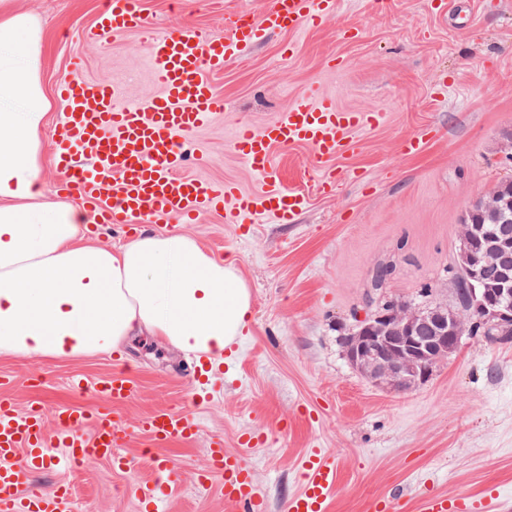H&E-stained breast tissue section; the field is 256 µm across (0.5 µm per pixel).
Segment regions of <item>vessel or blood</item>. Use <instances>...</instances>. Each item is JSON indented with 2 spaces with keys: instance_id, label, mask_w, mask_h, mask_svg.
I'll return each mask as SVG.
<instances>
[{
  "instance_id": "vessel-or-blood-1",
  "label": "vessel or blood",
  "mask_w": 512,
  "mask_h": 512,
  "mask_svg": "<svg viewBox=\"0 0 512 512\" xmlns=\"http://www.w3.org/2000/svg\"><path fill=\"white\" fill-rule=\"evenodd\" d=\"M337 8V0H270L262 9L243 7L229 14L223 35L209 36L190 23L172 33L158 31L144 0H112L111 11L98 17L86 39L103 42L129 31L139 33L148 45L159 91L145 100L124 103L113 84L66 81L60 85L63 117L52 145L62 172L58 193L81 198L98 223L130 233L139 224L172 216L191 224L203 212L216 214L228 224H253L262 218L294 223L308 197L288 187L275 150L296 144L310 147V169L319 188H328L335 181V160L355 149L353 131L376 125L378 114L345 112L333 100L302 94L263 129L240 123L231 147L260 180L259 190L252 193L229 182L186 175L183 141L224 111L225 101L211 75L223 68L225 60L244 54L269 33L321 26ZM13 385V380L0 377V512H73L71 485L26 495L21 491L23 482L59 462L69 467L99 460L120 462V450L132 434L119 428L116 415L103 409L59 407L50 413L38 401L18 409L2 395ZM92 390L100 399L120 405L138 394L139 385L132 374L117 369L94 383ZM49 416L57 427L51 437L44 430ZM139 430L153 447L151 459L157 472L156 480L133 487L136 499L145 506L159 500L164 487L176 483L179 476L164 447L193 440L199 423L190 414L158 408L145 416ZM206 452L210 469L200 474V482L219 477L228 512H260L241 456L228 451L220 437L208 441ZM338 476L333 458L311 459L304 469V486L292 497L289 512H328V497ZM481 508L480 499L434 491L419 501L420 512H480Z\"/></svg>"
}]
</instances>
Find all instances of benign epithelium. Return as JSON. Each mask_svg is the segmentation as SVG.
I'll return each instance as SVG.
<instances>
[{
    "mask_svg": "<svg viewBox=\"0 0 512 512\" xmlns=\"http://www.w3.org/2000/svg\"><path fill=\"white\" fill-rule=\"evenodd\" d=\"M512 201L494 190L477 206L496 217ZM454 293L464 281L469 299L453 307L386 299L375 309L354 313L355 324L341 337L349 363L378 387L402 392L427 383L478 324L512 329V238L493 224L462 220Z\"/></svg>",
    "mask_w": 512,
    "mask_h": 512,
    "instance_id": "benign-epithelium-1",
    "label": "benign epithelium"
}]
</instances>
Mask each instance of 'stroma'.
Wrapping results in <instances>:
<instances>
[{
  "label": "stroma",
  "mask_w": 512,
  "mask_h": 512,
  "mask_svg": "<svg viewBox=\"0 0 512 512\" xmlns=\"http://www.w3.org/2000/svg\"><path fill=\"white\" fill-rule=\"evenodd\" d=\"M241 0H145L159 31L192 23L224 33V18ZM112 0H16L44 29V87L54 99L44 134L51 142L67 79L117 84L125 100L157 93L141 36L105 42L84 33ZM295 43L293 56L282 48ZM84 63L73 69V53ZM225 111L188 137V174L259 181L232 151L240 121L263 128L307 92L339 109L380 112L383 120L355 131V153L337 164L336 185L317 187L305 145L275 152L291 187L309 196L295 223L227 224L213 214L196 223L169 218L170 230L211 253L232 258L252 292L242 336L224 350L214 394L194 405L196 366L163 340L140 336L121 352L68 360L0 358V376L18 409L33 401L98 408L75 379L94 383L128 368L139 393L115 409L134 436L126 471L103 460L82 467L76 512H139L131 491L154 480L138 421L161 406L184 409L199 422L195 440L167 447L182 481L161 498L159 512H226L215 485L198 479L211 437L240 453L263 512H287L303 488V461L322 450L339 463L330 512H370L380 496L416 499L426 490L473 495L487 486L501 496L489 512H512V341L465 337L425 385L390 392L351 367L338 341L353 310L372 296L371 276L391 264L384 295L414 299L422 289L454 302L450 281L460 246L459 224L472 206L512 180V0H345L321 27L270 35L228 60L213 77ZM427 136L425 150L404 153L406 140ZM36 387H29V380Z\"/></svg>",
  "instance_id": "1"
}]
</instances>
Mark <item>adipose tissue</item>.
Segmentation results:
<instances>
[{
    "mask_svg": "<svg viewBox=\"0 0 512 512\" xmlns=\"http://www.w3.org/2000/svg\"><path fill=\"white\" fill-rule=\"evenodd\" d=\"M42 43L39 20L0 0V357L112 353L147 334L223 361L252 306L235 260L177 233L100 246L85 211L43 189Z\"/></svg>",
    "mask_w": 512,
    "mask_h": 512,
    "instance_id": "obj_1",
    "label": "adipose tissue"
}]
</instances>
